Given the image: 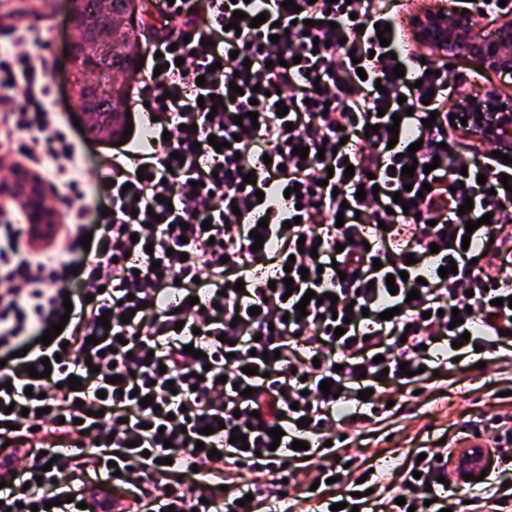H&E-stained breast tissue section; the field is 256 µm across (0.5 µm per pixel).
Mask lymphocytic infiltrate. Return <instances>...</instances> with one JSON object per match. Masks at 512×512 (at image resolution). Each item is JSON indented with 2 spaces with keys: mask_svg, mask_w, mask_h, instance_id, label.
Returning a JSON list of instances; mask_svg holds the SVG:
<instances>
[{
  "mask_svg": "<svg viewBox=\"0 0 512 512\" xmlns=\"http://www.w3.org/2000/svg\"><path fill=\"white\" fill-rule=\"evenodd\" d=\"M281 2L150 0L153 23L136 54L163 71L144 69L136 96L161 132L150 152L99 172L108 216L93 231L85 206H67L65 224L43 248L33 246L20 208L0 219V512H257L272 490L286 492L295 471L312 482L339 476L342 435L395 416L388 386L418 383L433 339L451 342L452 360L464 338L495 363L512 351V307L504 303L512 296V192L501 183L512 164L487 150L465 156L446 109L457 82L435 75V63L420 55L399 54L395 32L378 38L376 24L401 0H294L291 9ZM237 10L244 19L234 20ZM262 13L266 21L251 27ZM29 16L22 6L0 15V33L13 45L0 56V157L16 156L82 200L76 147L47 105L49 64L28 50L37 33ZM398 64L422 86L394 75ZM235 85L242 95L232 96ZM18 86L19 102L10 95ZM396 114L400 132L423 141L414 157L388 130ZM414 160L413 176L403 175ZM249 172L255 183L245 182ZM294 185L298 195L286 196ZM261 191L285 196L266 208L264 229L251 217ZM468 199L472 210L459 214ZM256 228L266 241L259 250ZM78 252L83 259L71 267L67 258ZM267 263L275 286L235 291ZM452 263L456 272L440 275ZM71 271L79 286L67 294L59 283ZM403 271L408 280L390 294L387 276ZM414 288L420 296L408 300ZM310 290L320 302L298 312ZM389 309L392 319H383ZM59 321L63 331L42 345ZM340 326L346 333L338 337ZM189 344L200 357L184 353ZM73 376L81 380L75 390ZM327 379L328 397L320 389ZM365 389L368 411L340 414ZM147 395L153 405L141 406ZM304 417L309 426L298 427ZM210 425L214 433L202 435ZM235 431L248 449L231 444ZM296 439L305 449L292 450ZM454 453L450 443L412 449L387 492L377 481L341 486L343 512H512V496L492 485L468 503L434 491ZM228 468L240 481L222 497L212 488Z\"/></svg>",
  "mask_w": 512,
  "mask_h": 512,
  "instance_id": "1",
  "label": "lymphocytic infiltrate"
}]
</instances>
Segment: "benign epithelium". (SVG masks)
Masks as SVG:
<instances>
[{
  "instance_id": "obj_1",
  "label": "benign epithelium",
  "mask_w": 512,
  "mask_h": 512,
  "mask_svg": "<svg viewBox=\"0 0 512 512\" xmlns=\"http://www.w3.org/2000/svg\"><path fill=\"white\" fill-rule=\"evenodd\" d=\"M446 13L441 7L426 11L416 21V30L420 39L441 59L467 57L478 67L489 73H506L512 70V54L505 53V47L512 45V14L502 15L497 20L498 36L494 40L481 39L477 35L479 21L477 13L468 9L456 8L451 18L439 17ZM123 45L108 39L104 42H86L84 53L90 56L88 62L73 60V63L86 75L74 90V101L84 115L89 117V128L97 124L112 123L110 112H87L84 110L83 97L87 91L97 94L100 99L112 106L116 95L112 94V84L101 89V76L112 77V56L122 53ZM497 108L498 119L489 126L485 121H477L479 114L490 113V107ZM453 112L467 118L465 132L479 143H492L498 147L512 148V110H501V92L493 87L480 94H463L457 99ZM44 179L31 177L17 170L13 178L0 182V196H8L24 203L34 225L52 226L58 224L55 212L44 205Z\"/></svg>"
}]
</instances>
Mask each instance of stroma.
I'll list each match as a JSON object with an SVG mask.
<instances>
[{
	"label": "stroma",
	"mask_w": 512,
	"mask_h": 512,
	"mask_svg": "<svg viewBox=\"0 0 512 512\" xmlns=\"http://www.w3.org/2000/svg\"><path fill=\"white\" fill-rule=\"evenodd\" d=\"M31 7L47 13L42 21L47 30L46 53L55 59L49 75L51 102L65 118H72L78 110L70 87L83 75L66 55L74 38L68 22L70 0H32ZM443 355V350L432 351V358L439 361L438 374L423 383L409 409L399 412L388 426L366 432L353 442L351 453L373 469L375 478L385 482L393 479L409 449L439 447L441 439L461 436L470 423L512 410V375L499 373L492 364L477 368L474 355L468 357L466 365L451 369L441 364Z\"/></svg>",
	"instance_id": "1"
}]
</instances>
